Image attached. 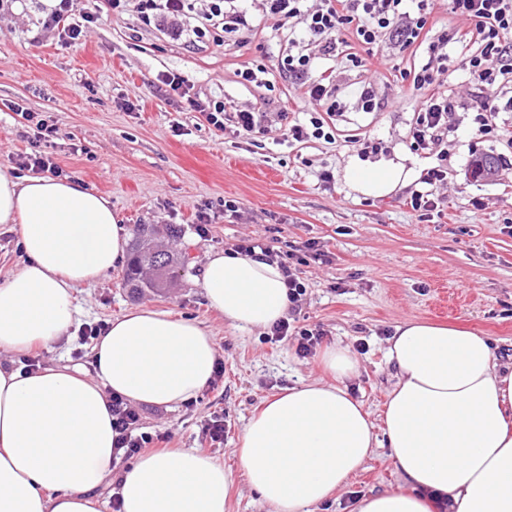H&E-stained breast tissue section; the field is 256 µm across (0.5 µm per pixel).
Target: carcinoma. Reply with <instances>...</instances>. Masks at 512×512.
Listing matches in <instances>:
<instances>
[{"label": "carcinoma", "mask_w": 512, "mask_h": 512, "mask_svg": "<svg viewBox=\"0 0 512 512\" xmlns=\"http://www.w3.org/2000/svg\"><path fill=\"white\" fill-rule=\"evenodd\" d=\"M499 166V159L494 156H483L475 160L474 171L481 177H491ZM156 229L152 224H137L134 228L133 257L126 272V282L132 288H139L145 283L147 288H163L167 284L169 273L178 268L180 261L176 255L161 248L155 242ZM151 270L154 278L143 281V272Z\"/></svg>", "instance_id": "obj_1"}]
</instances>
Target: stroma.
<instances>
[{
    "label": "stroma",
    "mask_w": 512,
    "mask_h": 512,
    "mask_svg": "<svg viewBox=\"0 0 512 512\" xmlns=\"http://www.w3.org/2000/svg\"><path fill=\"white\" fill-rule=\"evenodd\" d=\"M137 0L123 11L101 0L85 38L70 43L60 29L44 28L43 0H6L0 7V167L23 175V158L51 153L64 177L82 181L110 198L125 230L138 224L174 225L172 251L184 259L173 288L158 293L132 291L125 265L99 280L78 285V325L49 348L41 365L86 366L90 344L80 330L133 308H159L200 323L213 337L224 377L189 401L171 408L140 406L146 432H165L172 448L205 451L233 468L228 512H272L237 470L236 450L244 426L262 402L282 390L326 380L319 356L299 357L297 339L271 341L266 329L230 327L204 299L199 277L207 256L231 251L252 239L303 256L298 275L307 292L287 317L293 327L317 328L323 346L353 350L359 372L350 392L380 416L394 370L386 362L387 340L407 319L456 324L489 337L501 364L512 363V112L495 115L496 130L478 137L466 112L451 119L457 130L441 143L448 153V184L438 191V207L422 216L408 199L435 152L410 147L409 130L420 104L402 82L403 71L425 65V48L380 43L385 56L370 70L348 71L340 62L317 58L346 97L347 108L333 140L283 142L284 122L302 118L306 105L299 83L277 61L288 51V30L262 11V0L247 7L254 32L231 40L196 39L194 19L181 38L143 28ZM263 69L261 82L240 83L242 65ZM181 74L191 96L178 102L160 91L158 77ZM374 85L379 111H361L350 90ZM135 104L126 111L124 101ZM220 101L226 113L251 109L267 113L268 128L252 137L233 126L217 127L195 103ZM20 104L53 125L50 141L38 140L34 122L10 109ZM381 143L376 153L366 143ZM498 156L493 178L473 177V154ZM403 155L410 172L406 186L380 197L354 191L346 170L351 162L373 164ZM330 171L324 183L322 171ZM233 211H226V204ZM206 214V233L197 230ZM322 253L314 259L306 243ZM224 419V441L205 433L214 417ZM400 483L387 449H377L365 471L312 512H352L362 497Z\"/></svg>",
    "instance_id": "stroma-1"
}]
</instances>
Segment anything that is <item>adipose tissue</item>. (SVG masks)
<instances>
[{
	"label": "adipose tissue",
	"instance_id": "1",
	"mask_svg": "<svg viewBox=\"0 0 512 512\" xmlns=\"http://www.w3.org/2000/svg\"><path fill=\"white\" fill-rule=\"evenodd\" d=\"M403 162L352 164L350 186L383 197L405 184ZM0 224L19 228L26 261L0 283V512H228L232 472L213 456L170 448L122 464L112 398L172 407L212 379L217 350L196 322L137 308L112 319L83 368L26 373L12 357L48 346L75 325L76 285L106 276L126 238L105 196L79 181L18 177L0 168ZM209 306L237 328L268 327L290 302L277 265L215 252L201 273ZM333 383L267 398L238 450L247 482L273 512H310L338 494L386 445L401 478L356 512H512V367L491 339L450 325L397 324L386 359L395 370L382 427L346 382L359 371L344 346L326 347Z\"/></svg>",
	"mask_w": 512,
	"mask_h": 512
}]
</instances>
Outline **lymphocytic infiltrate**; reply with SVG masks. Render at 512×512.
Listing matches in <instances>:
<instances>
[{"label": "lymphocytic infiltrate", "mask_w": 512, "mask_h": 512, "mask_svg": "<svg viewBox=\"0 0 512 512\" xmlns=\"http://www.w3.org/2000/svg\"><path fill=\"white\" fill-rule=\"evenodd\" d=\"M265 11L289 27H301V39L292 40L279 67L301 83L312 111L308 122L286 126L284 139L302 143L309 139H332L334 117L341 115L344 105L336 98V88L324 79L312 78L316 55L340 58L352 68H368L369 58L348 47L349 41L371 46L389 39L401 47L425 44L429 61L421 68L402 72L414 92L425 98L410 128V145L414 150H427L453 132L449 121L453 112L471 113L476 134L489 135L490 119L498 112H512V0H448V10L473 25L478 48L462 56H452L448 45L462 43L457 28H444L430 33L429 0H263ZM191 9L190 0H138L139 20L146 27L167 26L173 37H181L180 20ZM250 23L242 0H211V5L195 26V37L214 32L233 34L249 29ZM464 72L471 84L478 86L477 99L465 101L448 94L444 79L448 73ZM237 253L258 257L278 264L291 303H299L306 293L290 254L258 246L250 239L235 244ZM139 411L120 397L112 399V424L118 433L117 446L125 457H133L142 449L165 442L164 434L140 431Z\"/></svg>", "instance_id": "lymphocytic-infiltrate-1"}]
</instances>
